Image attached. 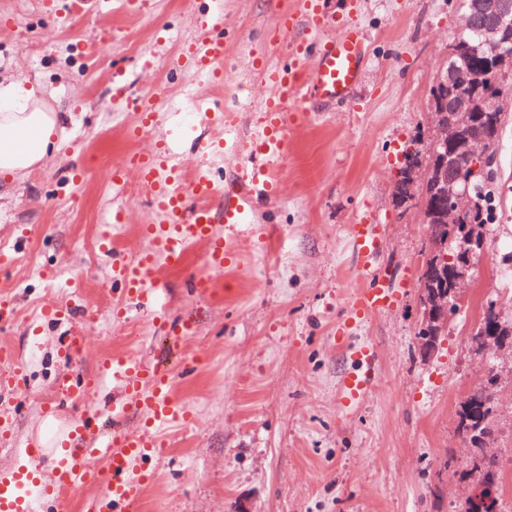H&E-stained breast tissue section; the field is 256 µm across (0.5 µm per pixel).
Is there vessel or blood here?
<instances>
[{"label": "vessel or blood", "mask_w": 512, "mask_h": 512, "mask_svg": "<svg viewBox=\"0 0 512 512\" xmlns=\"http://www.w3.org/2000/svg\"><path fill=\"white\" fill-rule=\"evenodd\" d=\"M301 21L311 37L292 42L289 63L272 67L264 59L254 61L272 95L259 115L261 133L251 141L236 170L235 181L240 189L237 200L225 207L223 216H216L211 206L221 185L210 170L185 174L173 164L164 146L134 152L110 170L109 178L116 186L125 182L128 173H135L149 191L152 209L161 216L159 223L140 227L147 248L112 266L111 278L121 285L129 301H143L159 267H182L191 246L204 245V263L212 270L223 269L234 260L232 243L240 226L250 221L252 194L273 196L278 190L269 161L284 148L287 120L283 104L311 98L328 105L350 101L366 60L362 30L349 25L336 37L323 38L325 19L320 0H304L302 15L288 11L279 14L280 36H288ZM186 51L193 58L197 76L208 81L222 77L226 57L223 37L208 38L187 46ZM159 104L160 98L155 94L135 101L137 118L126 130L130 139H139L154 123ZM219 219L224 222L220 233L215 230ZM350 236L356 269L367 281L366 287L357 289L350 301V317L357 322L396 306L402 289L413 287L416 276L406 272L397 287H390L374 271L379 240L373 225L359 220L351 225ZM374 359L373 349H359L361 370L345 381L351 398H360L372 383ZM107 380L121 385L123 400L112 409L111 430L93 440L89 437V423L95 414L93 398ZM174 387L171 370L130 354L112 355L101 362L96 373L63 381L64 402L81 407L82 412L71 417L69 438L55 452H47L36 442L27 446L25 454L33 462V469L0 473V512H34L33 503L37 500L46 503L50 512H68L69 502L64 493L75 488L101 489L91 512H137L153 474L145 469L132 471L133 461H147L162 454L167 441L161 427L181 426L191 419L188 405L175 396ZM135 412L143 416V424L133 428L121 426V419Z\"/></svg>", "instance_id": "vessel-or-blood-1"}]
</instances>
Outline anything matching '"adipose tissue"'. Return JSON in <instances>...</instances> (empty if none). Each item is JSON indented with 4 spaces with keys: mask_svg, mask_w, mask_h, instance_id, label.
<instances>
[{
    "mask_svg": "<svg viewBox=\"0 0 512 512\" xmlns=\"http://www.w3.org/2000/svg\"><path fill=\"white\" fill-rule=\"evenodd\" d=\"M59 125L39 86L22 79L0 82V175L24 177L49 159Z\"/></svg>",
    "mask_w": 512,
    "mask_h": 512,
    "instance_id": "1",
    "label": "adipose tissue"
}]
</instances>
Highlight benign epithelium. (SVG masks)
Masks as SVG:
<instances>
[{
	"label": "benign epithelium",
	"mask_w": 512,
	"mask_h": 512,
	"mask_svg": "<svg viewBox=\"0 0 512 512\" xmlns=\"http://www.w3.org/2000/svg\"><path fill=\"white\" fill-rule=\"evenodd\" d=\"M502 0H466L461 29L477 16L486 18L475 41L468 44L473 58H490L493 71L499 76L512 74V12L500 8ZM464 70L455 65L441 69L435 80V88L455 86ZM498 95L491 86L476 92L468 91L451 98L450 107L436 98H430L427 124L432 140L428 163L407 172L406 191L409 202L419 210L420 223L435 217L448 225L449 236L454 233L464 214L472 208L469 177L482 171L490 153L491 139L477 132L459 131L448 139V126L457 118H467L477 110L497 111ZM467 237L462 239L454 254H447V245L434 252L436 267L450 273V284L443 285L441 292L428 304L424 320L434 336L423 345L430 352L436 346L438 335L448 327V308L461 301L472 280L471 255L476 247H485V226L476 220L465 225ZM495 496L489 485L464 486L463 500L479 504Z\"/></svg>",
	"instance_id": "1"
}]
</instances>
